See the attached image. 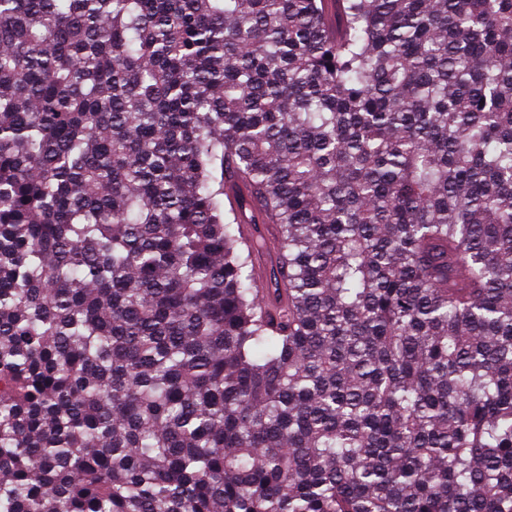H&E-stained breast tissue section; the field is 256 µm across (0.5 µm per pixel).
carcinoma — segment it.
I'll use <instances>...</instances> for the list:
<instances>
[{
    "label": "carcinoma",
    "instance_id": "1",
    "mask_svg": "<svg viewBox=\"0 0 512 512\" xmlns=\"http://www.w3.org/2000/svg\"><path fill=\"white\" fill-rule=\"evenodd\" d=\"M323 2L0 0V512H512V0ZM251 216L247 217L245 214L244 224H246L242 228V235L245 238H253L255 234L258 233V231H261L266 238V244L269 243L270 245H267L266 248L259 253L255 257V265H256V281L258 288L260 289V297L264 301H268L269 295H268V288H271L269 283V272L272 267L276 264V255H277V247H276V238L273 233L270 232V230L264 226L263 224H252V222H259L260 221H266V218L264 215H262L259 211L256 209L250 210ZM259 225V226H257Z\"/></svg>",
    "mask_w": 512,
    "mask_h": 512
}]
</instances>
